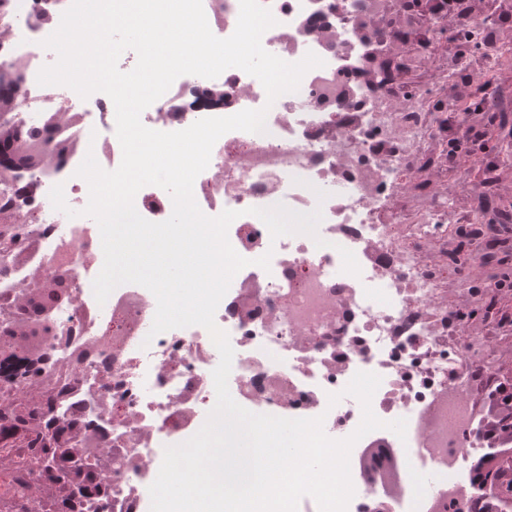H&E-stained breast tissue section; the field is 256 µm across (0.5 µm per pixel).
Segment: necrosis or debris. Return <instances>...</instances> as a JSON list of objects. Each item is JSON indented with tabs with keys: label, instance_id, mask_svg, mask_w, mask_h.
Listing matches in <instances>:
<instances>
[{
	"label": "necrosis or debris",
	"instance_id": "4bbe7bcc",
	"mask_svg": "<svg viewBox=\"0 0 512 512\" xmlns=\"http://www.w3.org/2000/svg\"><path fill=\"white\" fill-rule=\"evenodd\" d=\"M276 20L264 49L289 63L314 53L323 61L299 89L268 102L261 82L230 68L214 79L184 75L141 114L147 128L173 132L205 117L267 108L262 133L230 131L215 143L195 180V200L208 216L238 211L228 239L249 266L234 277L215 313L234 349L228 379L240 405L277 416H324L328 436L342 439L359 425L357 399L342 391L360 371L380 376L372 410L381 420H405L406 435L386 428L362 437L350 454L355 495L347 512H377L388 495L366 482L359 459L383 449L380 470L403 474L393 512H434L451 485L469 486L474 454L484 451V423L474 390L489 379L504 338L470 333L461 319L452 278H469L485 252L448 257V239L464 219L447 182L472 185L482 164L459 169L448 159L447 115L457 69L470 58L438 65L454 40L485 59L477 68L486 90L499 71H512V40L489 44L491 29L512 18V0H494L488 18L459 31L444 27L446 0H421L423 24L375 28L370 0H260ZM71 0H0V71L18 75L8 121L15 139L45 151L37 166H14L0 179V214L21 212L20 241L35 238L31 262L68 285L66 300L37 322L47 334L37 376L49 394L38 413L93 435L94 455H74L71 468L104 462L108 496L82 512H151L149 487L165 447L197 432L213 409L212 372L220 355L201 326L151 335L157 301L147 288L117 286L98 303L93 281L104 264L98 227L56 211L49 199L63 185L70 209L83 210L89 186L76 171L86 154L115 170L122 160L115 107L106 94L81 98L65 86H41L39 70L54 58L42 42L59 26ZM285 204L321 210L316 236L272 238L257 208ZM68 246L73 259L52 257ZM270 255L269 268L255 263ZM286 387L288 401L277 389ZM341 393L336 405L328 396ZM33 461L0 446V502L33 512L21 476ZM434 472L426 488L410 472Z\"/></svg>",
	"mask_w": 512,
	"mask_h": 512
}]
</instances>
